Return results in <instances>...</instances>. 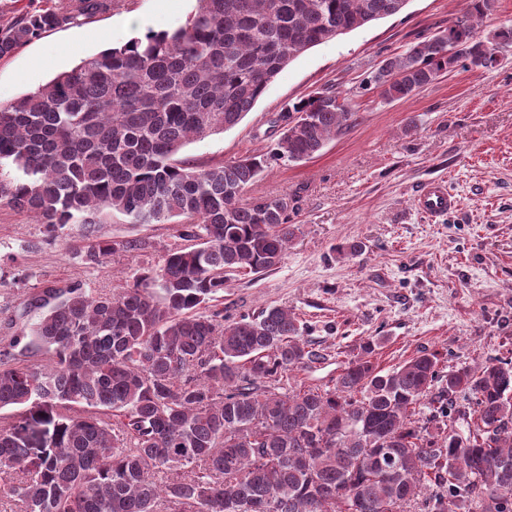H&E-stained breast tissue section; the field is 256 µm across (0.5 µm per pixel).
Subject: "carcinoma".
Wrapping results in <instances>:
<instances>
[{
	"label": "carcinoma",
	"instance_id": "1",
	"mask_svg": "<svg viewBox=\"0 0 512 512\" xmlns=\"http://www.w3.org/2000/svg\"><path fill=\"white\" fill-rule=\"evenodd\" d=\"M410 0H197L187 24L81 60L0 105V206L54 231L83 225L98 266L137 247L98 234L126 216L174 224L182 244L117 293L79 282L32 294L0 360V500L18 512H512V361L440 376L436 352L389 371L359 344L332 388L269 385L324 358L280 306L224 317L231 277L277 268L296 238L288 198L243 193L267 168L312 158L356 117L332 89L285 108L263 153L200 166L190 142L235 127L309 49L404 11ZM494 0L391 54L371 83L402 99L453 66L489 68L512 24L480 35ZM112 10L47 0L0 21V59ZM476 407L460 435L424 414L432 387Z\"/></svg>",
	"mask_w": 512,
	"mask_h": 512
}]
</instances>
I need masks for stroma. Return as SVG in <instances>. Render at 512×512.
<instances>
[{
	"label": "stroma",
	"instance_id": "stroma-1",
	"mask_svg": "<svg viewBox=\"0 0 512 512\" xmlns=\"http://www.w3.org/2000/svg\"><path fill=\"white\" fill-rule=\"evenodd\" d=\"M465 0H410L400 14L326 41L290 63L234 128L186 145L181 155L213 165L267 151L287 105L329 88L347 93L355 122L310 160L273 166L246 192L287 195L300 230L283 262L232 277L219 306L229 318L269 305L295 313L323 360L288 374L282 387H333L368 339L389 370L427 350L441 371L478 357L512 360V51L490 69H456L396 101L367 90L387 55L447 27ZM195 0H118L112 11L58 29L0 59V103L33 92L105 46L185 25ZM443 180L459 206L431 219L413 205ZM102 236L136 241L95 267L80 263L82 227L55 232L0 207V359L29 295L82 282L119 292L177 244L171 224H133L113 214ZM363 245L361 253L348 250Z\"/></svg>",
	"mask_w": 512,
	"mask_h": 512
}]
</instances>
